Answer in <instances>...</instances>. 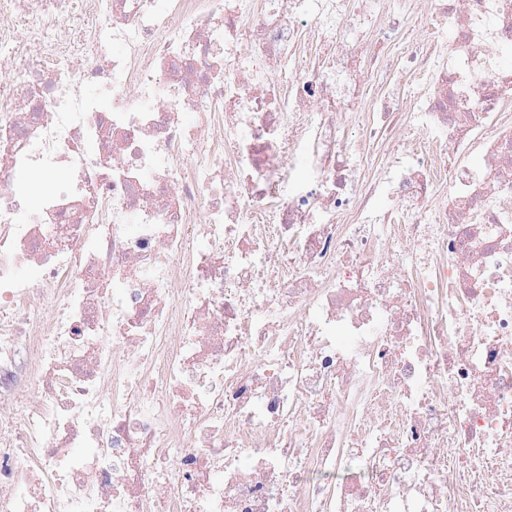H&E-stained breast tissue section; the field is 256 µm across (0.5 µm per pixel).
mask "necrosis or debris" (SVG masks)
Returning a JSON list of instances; mask_svg holds the SVG:
<instances>
[{"label":"necrosis or debris","mask_w":512,"mask_h":512,"mask_svg":"<svg viewBox=\"0 0 512 512\" xmlns=\"http://www.w3.org/2000/svg\"><path fill=\"white\" fill-rule=\"evenodd\" d=\"M0 73V512H512V0H0Z\"/></svg>","instance_id":"4bbe7bcc"}]
</instances>
